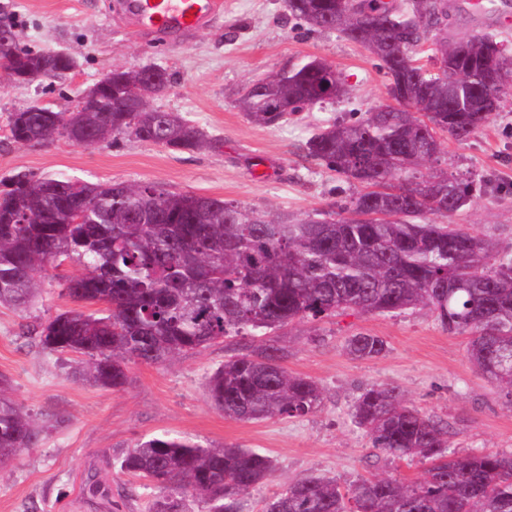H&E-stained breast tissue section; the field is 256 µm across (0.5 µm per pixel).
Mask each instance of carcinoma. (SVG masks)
Segmentation results:
<instances>
[{"mask_svg":"<svg viewBox=\"0 0 512 512\" xmlns=\"http://www.w3.org/2000/svg\"><path fill=\"white\" fill-rule=\"evenodd\" d=\"M288 14L308 30L336 29L380 62L396 102L359 120L336 121L304 144L364 190L344 209L298 221L260 215L219 198L172 192L160 185L89 184L61 176L36 179L0 199V305L24 312L41 290L36 273L65 261L83 273L65 280L75 301L98 304L49 320L42 348L85 356L79 375L104 388L129 381L128 365L164 364L234 336L269 340L224 362L208 378L212 405L231 419L300 418L319 408L320 385L288 373L283 349L270 335L296 321L318 322L340 310L385 314L429 310L451 334L469 335L476 370L512 397V373L490 369L512 353V258L489 265L491 244L447 222L470 201L468 185L439 174L399 180L432 159L425 146L446 133L464 141L490 117L479 104L500 97L512 80V57L491 35L438 38L442 61L460 75L456 89L417 63L414 50L448 25V0H285ZM9 78L41 70L43 51L19 48ZM129 70H112L100 89L99 112H19L10 117L14 142L69 135L76 117L85 134L102 140L127 135L170 149L201 148L206 134L174 112H131ZM336 71L302 58L259 80L238 107L254 124L274 126L325 100ZM384 187L386 191L374 190ZM94 201L85 223L65 212ZM460 287L448 289V282ZM358 359L386 352V342L358 333L345 342ZM0 377V465L39 440L41 427L7 394ZM352 418L372 447L388 457H419L427 477L406 484L373 476L348 485L307 476L286 484L263 512H512V455L448 452V423L422 413L394 386L372 385L354 402ZM121 471L158 490L149 512H241V496L269 481L274 460L239 445H202L168 434L139 442ZM92 498L111 486L93 475Z\"/></svg>","mask_w":512,"mask_h":512,"instance_id":"cac0c4a2","label":"carcinoma"}]
</instances>
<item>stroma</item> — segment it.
I'll return each mask as SVG.
<instances>
[{"mask_svg": "<svg viewBox=\"0 0 512 512\" xmlns=\"http://www.w3.org/2000/svg\"><path fill=\"white\" fill-rule=\"evenodd\" d=\"M222 2L220 15L201 33L167 47L136 32L119 0H0V24L14 26L21 46L64 50L78 61L75 71L30 85L15 84L0 72V180L22 171L86 183H154L294 219L348 205L360 185L305 158L302 147L319 127L389 104L379 60L339 31H307L289 17L283 0ZM484 34L512 52V0H448L449 37ZM306 56L330 64L345 94L275 126L250 122L236 104L241 89ZM146 65L166 69L172 79L151 107L178 113L204 131L213 147L176 151L124 135L90 147L63 137L39 145L10 138L14 110L37 102L71 111L78 95L111 69ZM440 141L436 158L406 176L421 180L442 172L469 183L473 196L450 222L491 239L489 262L497 264L512 255V86L466 141L445 135ZM80 272L69 262L48 269L29 311L0 307V375L8 380L10 397L44 428L36 447L0 468V512H148L154 488L122 472L120 462L138 442L162 434L204 445L239 444L272 457L273 480L243 495V512H262L272 493L308 475L343 485L375 475L421 481L426 462L383 456L352 420L354 401L375 384L398 387L421 412L447 420L453 428L449 442L458 453L512 452V406L470 364L467 335L448 333L421 308L383 315L346 310L280 330L283 367L323 389L321 407L304 418L254 423L214 408L206 383L225 360L241 353L244 343L235 338L163 365L130 364L129 382L118 390L79 380L73 374L79 356L42 349L36 333L74 309L62 283ZM360 332L382 337L386 354L372 360L349 355L345 341ZM97 469L112 486L111 501L84 492Z\"/></svg>", "mask_w": 512, "mask_h": 512, "instance_id": "1", "label": "stroma"}]
</instances>
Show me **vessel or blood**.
I'll return each mask as SVG.
<instances>
[{
    "label": "vessel or blood",
    "instance_id": "1",
    "mask_svg": "<svg viewBox=\"0 0 512 512\" xmlns=\"http://www.w3.org/2000/svg\"><path fill=\"white\" fill-rule=\"evenodd\" d=\"M124 7L137 29L181 43L205 28L218 4L216 0H125Z\"/></svg>",
    "mask_w": 512,
    "mask_h": 512
}]
</instances>
